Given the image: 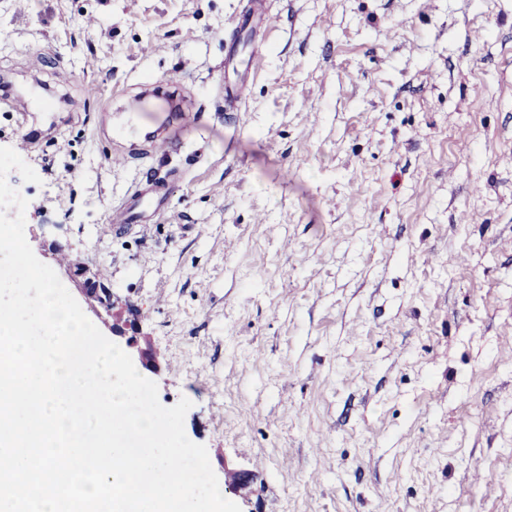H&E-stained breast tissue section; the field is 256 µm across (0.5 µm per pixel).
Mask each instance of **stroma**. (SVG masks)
<instances>
[{
    "mask_svg": "<svg viewBox=\"0 0 512 512\" xmlns=\"http://www.w3.org/2000/svg\"><path fill=\"white\" fill-rule=\"evenodd\" d=\"M262 6L228 106L249 0H0V88L57 103L39 183L7 176L26 239L77 302L111 270L92 322L135 309L241 512H512V0ZM173 74L199 123L113 166L96 113ZM147 174L148 231L108 232ZM82 292L89 302L97 303L106 310L114 306L112 289L102 286L95 278L85 279Z\"/></svg>",
    "mask_w": 512,
    "mask_h": 512,
    "instance_id": "35a3bbf8",
    "label": "stroma"
}]
</instances>
